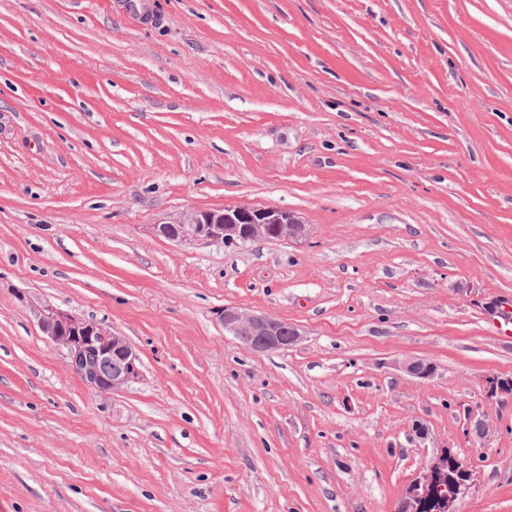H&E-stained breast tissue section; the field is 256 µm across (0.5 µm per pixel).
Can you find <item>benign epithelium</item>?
<instances>
[{
  "mask_svg": "<svg viewBox=\"0 0 512 512\" xmlns=\"http://www.w3.org/2000/svg\"><path fill=\"white\" fill-rule=\"evenodd\" d=\"M155 232L174 242L237 244L247 239L296 240L306 236L307 225L285 209L225 206L194 210L175 222L155 225ZM224 329L258 351L286 349L300 340L299 331L276 317L226 306L220 313ZM42 333L66 350L70 370L88 386L107 392L122 388L138 374V354L127 340L100 324L54 307L38 312ZM421 360L408 357L398 368L415 378H428L432 370L420 368ZM489 396L511 395L512 379L486 378ZM451 450H441L412 480L396 501L393 512H423L427 503L434 512H460L459 503L475 480V472L462 465L448 476Z\"/></svg>",
  "mask_w": 512,
  "mask_h": 512,
  "instance_id": "7a95c632",
  "label": "benign epithelium"
}]
</instances>
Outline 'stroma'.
I'll return each mask as SVG.
<instances>
[{"label": "stroma", "mask_w": 512, "mask_h": 512, "mask_svg": "<svg viewBox=\"0 0 512 512\" xmlns=\"http://www.w3.org/2000/svg\"><path fill=\"white\" fill-rule=\"evenodd\" d=\"M145 4L0 0V512H392L444 448L512 512V0ZM227 205L310 232L153 230ZM47 305L137 376L85 385ZM37 316L42 333L66 350L70 370L91 388L117 390L137 376L138 354L123 336L54 307ZM108 364L112 370L106 369ZM224 329L258 351L286 349L300 340L299 331L276 317L227 306L220 313Z\"/></svg>", "instance_id": "obj_1"}]
</instances>
